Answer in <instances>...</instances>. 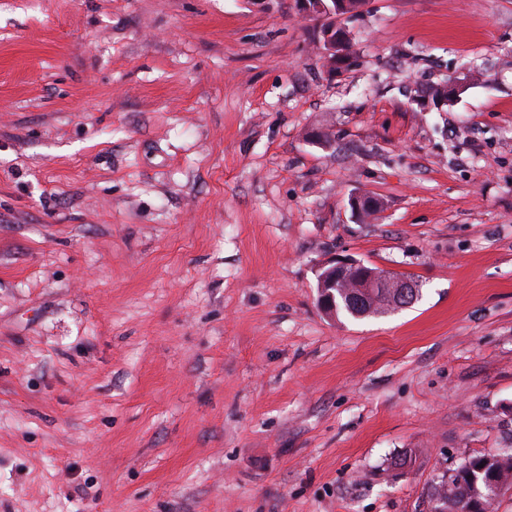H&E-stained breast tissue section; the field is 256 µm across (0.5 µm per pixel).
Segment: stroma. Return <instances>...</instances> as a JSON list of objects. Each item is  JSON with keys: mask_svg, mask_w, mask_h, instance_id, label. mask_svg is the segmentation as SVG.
I'll use <instances>...</instances> for the list:
<instances>
[{"mask_svg": "<svg viewBox=\"0 0 512 512\" xmlns=\"http://www.w3.org/2000/svg\"><path fill=\"white\" fill-rule=\"evenodd\" d=\"M348 29L0 0V512H429L512 452V0ZM348 258L417 300L325 315ZM322 1H323V4L329 8H334L335 7L334 2H336V18L347 15L346 16L347 21L350 20L351 18L358 16V12H359L360 8H362V6L364 5V0H334V1L322 0ZM336 18L334 17L331 20H329L328 22L332 21L333 26H332L331 30H335V28H336V30L334 31V34H336V36H341L344 47L342 49H336V41L334 42V39H331V37H330L331 31L325 34V44H326L327 49H323L324 42L319 43L320 50L323 54V57L328 65L330 71H333V72H336V68L340 67L339 66L340 61L336 60V64L334 65L333 60L330 58V54H335V58H336V52L342 51L344 49L347 50L348 54H349V47H350L349 46L350 41L347 38L346 32L344 31V29L341 26L336 25Z\"/></svg>", "mask_w": 512, "mask_h": 512, "instance_id": "obj_1", "label": "stroma"}]
</instances>
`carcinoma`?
Instances as JSON below:
<instances>
[{
	"instance_id": "carcinoma-1",
	"label": "carcinoma",
	"mask_w": 512,
	"mask_h": 512,
	"mask_svg": "<svg viewBox=\"0 0 512 512\" xmlns=\"http://www.w3.org/2000/svg\"><path fill=\"white\" fill-rule=\"evenodd\" d=\"M336 8V17L358 16L364 0H323ZM395 308L391 289L384 287L357 303L350 296L337 302L336 316L360 319L385 314ZM512 473V452L471 458L448 475L441 477L435 488L431 512H490L498 496L495 481Z\"/></svg>"
}]
</instances>
